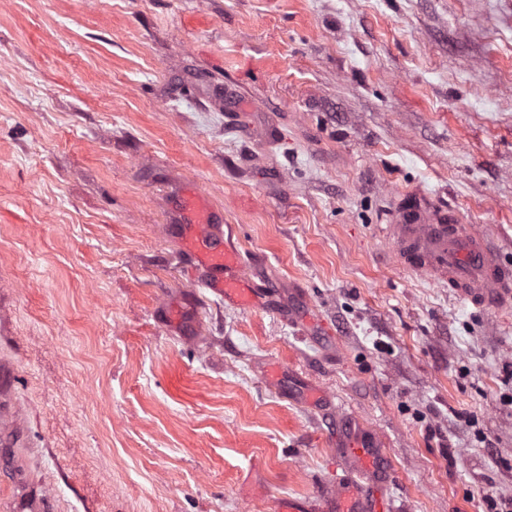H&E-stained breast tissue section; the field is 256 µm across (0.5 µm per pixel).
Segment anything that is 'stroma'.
I'll return each mask as SVG.
<instances>
[{
  "label": "stroma",
  "mask_w": 512,
  "mask_h": 512,
  "mask_svg": "<svg viewBox=\"0 0 512 512\" xmlns=\"http://www.w3.org/2000/svg\"><path fill=\"white\" fill-rule=\"evenodd\" d=\"M409 191L512 263V0H0V512H279L345 418L391 512L511 498L512 304L397 263ZM221 214L201 206L195 224L190 227L201 242L204 251L199 256L201 265L211 272L205 286L224 296V301L236 305L263 303L265 290L255 288L243 275L238 251L228 236H224ZM339 441L357 464L360 472L369 474L382 482L386 476L388 460L374 433L347 421L340 433Z\"/></svg>",
  "instance_id": "obj_1"
}]
</instances>
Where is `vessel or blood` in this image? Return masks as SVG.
Here are the masks:
<instances>
[{"instance_id":"b4317fda","label":"vessel or blood","mask_w":512,"mask_h":512,"mask_svg":"<svg viewBox=\"0 0 512 512\" xmlns=\"http://www.w3.org/2000/svg\"><path fill=\"white\" fill-rule=\"evenodd\" d=\"M193 231L203 245L199 261L210 273L206 287L236 306L262 303L266 293L244 277L238 251L224 235L221 214L199 208ZM383 232L394 241L402 264L448 283L475 308L503 305L512 298V265L503 261L485 234L464 224L457 210L433 203L423 194H407L398 202ZM339 441L360 472L384 480L388 460L374 433L350 422ZM281 509L282 512H380L381 504L352 479L328 496L291 499Z\"/></svg>"}]
</instances>
